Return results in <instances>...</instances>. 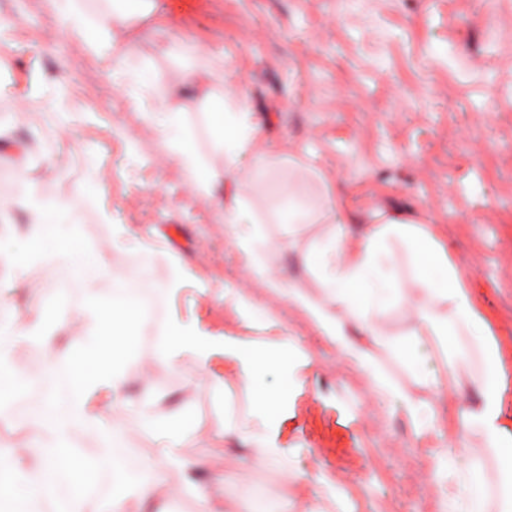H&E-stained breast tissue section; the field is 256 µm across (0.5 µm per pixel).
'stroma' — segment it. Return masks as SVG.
Here are the masks:
<instances>
[{
    "label": "stroma",
    "instance_id": "1",
    "mask_svg": "<svg viewBox=\"0 0 512 512\" xmlns=\"http://www.w3.org/2000/svg\"><path fill=\"white\" fill-rule=\"evenodd\" d=\"M163 13L137 19L117 36L125 45L118 63L127 72L161 71L177 84L196 69L223 72L229 89H243L267 140L298 170L281 166L259 182L250 159L237 166L232 194L247 199L264 231L262 256L311 298L320 285L303 254L330 235V224L289 234L277 219L282 199L269 184L293 180L299 201H318L316 167L352 222L353 235L373 211L399 212L433 225L441 244L468 273L472 296L503 358L502 421L512 432V0H163ZM54 0H0V187L22 199L30 188L69 201L84 239H108L127 225L151 245L149 264L131 249L109 252L111 279L151 288L184 262L193 281L162 316L193 317L210 331L253 342L290 337L305 354L295 377L282 385L269 365L262 388L286 391L274 437L288 451L283 466H257L251 446L216 440L224 423L244 432L255 426V394L235 362L185 358L141 364L153 350L146 341L131 358L127 386L148 419L188 414L196 435L181 452L205 456L206 471L231 480L216 512H445L434 478L446 449L460 462H476L472 496L483 512H499L505 474L499 456L476 431L457 426L448 438L449 411L478 397L480 360L452 372L443 353L421 338L406 310L382 317L386 343L371 349L376 366L401 391L435 412L436 431L415 434L400 403L377 399L366 372L343 359L299 309L249 278L215 210L188 193L184 174L163 161L164 146L130 106L116 63L91 54L57 28ZM197 42V57L169 53L172 36ZM64 112L69 132L48 126L43 107ZM100 185L104 205L84 189ZM111 219L103 221L101 208ZM49 274L6 291L0 302L19 303L35 317L57 296ZM244 289L270 320L244 317L222 291ZM421 347L413 370L401 349ZM434 377L426 385L424 376ZM207 386H197L199 377Z\"/></svg>",
    "mask_w": 512,
    "mask_h": 512
}]
</instances>
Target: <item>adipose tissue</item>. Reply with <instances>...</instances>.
Returning a JSON list of instances; mask_svg holds the SVG:
<instances>
[{
	"label": "adipose tissue",
	"mask_w": 512,
	"mask_h": 512,
	"mask_svg": "<svg viewBox=\"0 0 512 512\" xmlns=\"http://www.w3.org/2000/svg\"><path fill=\"white\" fill-rule=\"evenodd\" d=\"M64 33L99 54L121 58L123 49L116 30L129 27L139 17L158 13V0H113L110 8L95 17L75 7L74 0H57ZM197 73H185V86L174 90L165 76L153 72L127 75L125 92L143 122L160 135L167 158L184 172L190 191L203 194L222 215L226 231L241 254L251 276L265 280L270 288L310 318L322 336L341 354L365 370L375 395L401 402L416 432L429 429L433 411L417 405L401 393L376 367L367 343L382 344L380 317L393 302L409 306L426 335L448 345V367L457 370L469 362V354L457 344L470 337L480 348L483 377L479 399L467 408L463 421L479 430L488 447L512 446V434L501 421L502 365L495 343L489 342V326L474 303L466 279L449 258L432 226L406 217L374 213L364 235L350 242L347 219L335 210L336 199L324 193L319 209L301 205L288 183L273 190L287 199L285 221L292 234L304 225L333 211L334 232L315 243L304 261L313 271L322 291L315 301L290 280L272 274L260 257L264 244L258 220L239 198L226 197L224 173L251 156L258 177H266L279 160L275 150L256 151L263 131L255 121L244 95L211 89L195 96ZM202 111L213 147L225 158L224 170L203 164L197 142L186 127L190 110ZM26 216L23 233L0 237V288L13 289L27 283L40 270L93 282L94 287L78 302L62 296L59 303L43 308L36 320H23L16 307L0 308V416L10 415L21 393L31 392L37 403L27 413L43 442L36 448L0 451V505L7 512H33V501L46 504L50 512H127L130 501L173 497L190 489L200 512H213V502L223 492L225 480L200 481L201 460L184 457L180 449L192 433L186 417L157 421L146 427H131L127 421L136 406L128 397L120 363L137 351L138 331L145 310L138 293L123 287L98 288L110 276L107 252L135 245L129 228L112 227L105 249H90L84 242L81 221L70 203L45 200L30 193L19 203ZM400 244L413 268L415 293H407L403 276L393 258V244ZM41 342L53 354L38 377L24 380L13 363L20 344ZM221 354L236 360L241 380L254 385L265 359L262 349L202 328L195 320L171 315L157 341L154 358L171 364L190 357L199 362ZM284 394H258V423L250 434L255 462L280 461L285 451L272 436ZM94 433L99 448L86 456L75 448L76 433ZM152 436L160 440L158 457L139 458L130 450L133 441ZM179 471L182 486H168L167 471Z\"/></svg>",
	"instance_id": "ef3b65f1"
}]
</instances>
